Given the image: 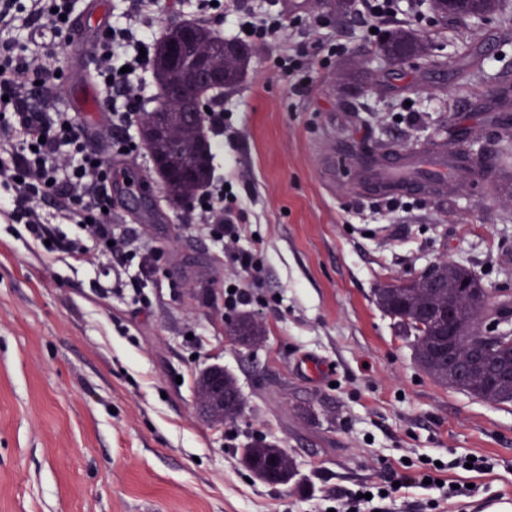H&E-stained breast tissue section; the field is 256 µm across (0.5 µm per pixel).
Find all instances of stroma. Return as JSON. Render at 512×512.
Masks as SVG:
<instances>
[{"instance_id": "stroma-1", "label": "stroma", "mask_w": 512, "mask_h": 512, "mask_svg": "<svg viewBox=\"0 0 512 512\" xmlns=\"http://www.w3.org/2000/svg\"><path fill=\"white\" fill-rule=\"evenodd\" d=\"M241 2L281 13L295 45H320L299 88L278 64L279 40L254 46L242 81L224 93V134L209 138L212 177L237 198L238 245L258 271L229 266L223 242L168 203L144 151L112 161L116 175H145L156 214L144 221L115 192L124 230L162 253L122 271L144 300L103 295L102 267L47 250L0 214V512H329L333 490L425 456L447 465L446 479L478 488L448 512H482L487 498L512 493V404L423 374L374 302L380 284L443 257L490 295L512 289V180L389 203L351 180L344 153L378 137L426 151L473 126L475 151L498 154L480 108L498 75H512V22L415 18L443 63L424 71L379 65L376 39L354 15L337 18L335 0H303L305 16L323 19L316 29L296 24L289 0ZM464 41L479 46L483 79L456 75ZM232 282L259 294L244 311L267 336L251 351L226 332ZM214 365L244 398L231 440L197 411V380ZM255 440L292 457L288 483L251 479L240 450ZM467 454L491 471L453 468Z\"/></svg>"}]
</instances>
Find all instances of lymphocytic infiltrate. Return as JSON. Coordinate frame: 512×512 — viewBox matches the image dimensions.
<instances>
[{
  "label": "lymphocytic infiltrate",
  "mask_w": 512,
  "mask_h": 512,
  "mask_svg": "<svg viewBox=\"0 0 512 512\" xmlns=\"http://www.w3.org/2000/svg\"><path fill=\"white\" fill-rule=\"evenodd\" d=\"M77 0H0V184L10 197H0V212L39 241L54 240L50 214L75 224L77 233L65 249L78 261L105 257L118 264L137 257L135 237L118 231L111 210L112 167L92 149L73 113L56 105V46L69 40ZM158 0H132L122 24L101 32L91 53V75L105 112L97 136L115 154L139 149L127 131L138 124L154 99L138 75L151 66L158 33L151 18ZM48 26L50 41L29 52L15 33ZM223 183L209 184L192 211L200 227L223 237L229 259L243 272L255 267L251 252L238 248L240 227ZM434 458L406 465L377 482L336 497V512H386L400 492L441 481Z\"/></svg>",
  "instance_id": "obj_1"
}]
</instances>
